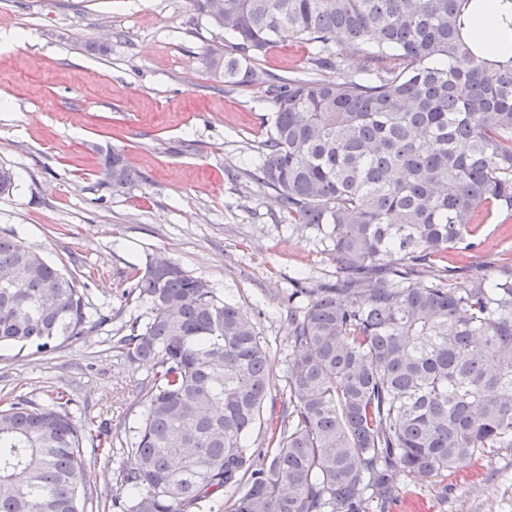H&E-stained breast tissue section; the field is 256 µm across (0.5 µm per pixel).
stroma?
Wrapping results in <instances>:
<instances>
[{
  "instance_id": "1",
  "label": "stroma",
  "mask_w": 512,
  "mask_h": 512,
  "mask_svg": "<svg viewBox=\"0 0 512 512\" xmlns=\"http://www.w3.org/2000/svg\"><path fill=\"white\" fill-rule=\"evenodd\" d=\"M221 40L192 0H0V165L15 173L0 196V236L65 265L86 302L112 314L47 354L1 348L0 403H40L60 388L77 401L76 426L137 425L146 369L118 357L110 338L137 316L122 293L153 256L249 312L270 352V395L285 399L288 290L332 280L336 268L328 240L288 223L246 177L270 105L265 84L227 87L197 62ZM305 61L304 46L287 40L259 68L299 76ZM113 149L145 176L120 194L98 183L101 154ZM478 233L480 247L449 254V265L488 274L512 257V215L483 218ZM120 461L98 455L87 512L120 495ZM416 501L423 512H512V448L442 482L406 478L395 502L369 512H410Z\"/></svg>"
}]
</instances>
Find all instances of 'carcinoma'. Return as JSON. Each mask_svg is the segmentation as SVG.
I'll use <instances>...</instances> for the list:
<instances>
[{
	"label": "carcinoma",
	"instance_id": "carcinoma-1",
	"mask_svg": "<svg viewBox=\"0 0 512 512\" xmlns=\"http://www.w3.org/2000/svg\"><path fill=\"white\" fill-rule=\"evenodd\" d=\"M192 2L224 31L198 63L227 86L267 83L249 179L329 239L336 281L288 292L278 412L250 314L149 259L125 292L145 312L112 337L148 369L137 427L89 450L65 391L0 407V512H84L94 457L117 448L118 512H366L402 476L443 479L511 448L512 262L462 285L444 264L478 248L480 213L512 211V48L475 36L486 0ZM492 5L512 34V0ZM285 37L310 47L308 77H261L255 62ZM345 54L370 77L342 73ZM99 173L114 194L145 180L119 151ZM0 269L15 276L0 347L46 353L108 322L73 272L15 238L0 237Z\"/></svg>",
	"mask_w": 512,
	"mask_h": 512
}]
</instances>
